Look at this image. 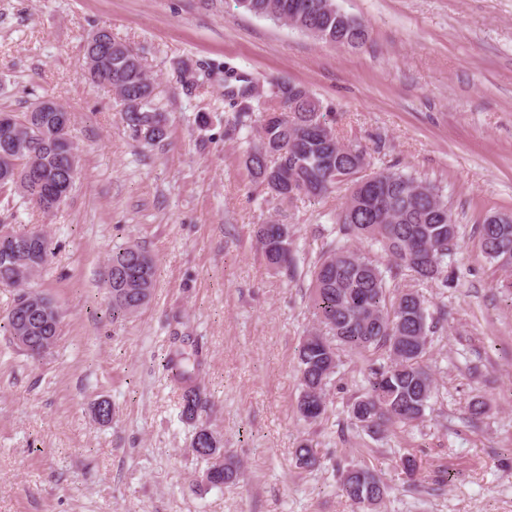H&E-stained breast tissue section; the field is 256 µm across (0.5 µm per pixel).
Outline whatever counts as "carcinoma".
Returning a JSON list of instances; mask_svg holds the SVG:
<instances>
[{
	"label": "carcinoma",
	"mask_w": 512,
	"mask_h": 512,
	"mask_svg": "<svg viewBox=\"0 0 512 512\" xmlns=\"http://www.w3.org/2000/svg\"><path fill=\"white\" fill-rule=\"evenodd\" d=\"M245 11L284 22L322 42L357 48L366 30L346 14L336 0H236ZM85 56L106 61L87 78L111 89L119 103L137 101V109L122 111L136 136L158 144L168 135L167 118L156 102L155 80L142 57L107 29L97 31L85 45ZM317 104L302 85L274 84L254 107L236 111L227 134L246 126L253 112L260 114L261 146L248 152L251 174L270 192L291 200L298 195L320 198L336 183H352L344 207L336 214V237L326 244L308 270L309 300L318 329L299 344L297 359L302 392L298 412L315 421L327 409L326 388L340 362V351L372 352L383 359L365 374L366 384L349 407L350 419L363 431L380 435L409 425L425 415L435 382L422 364L430 336L442 328L446 312L429 311L418 290L401 284L408 277L448 286V253L455 244L457 220L442 190L400 170L366 173L370 163L359 142L341 141L316 111ZM9 121L22 120L9 140L0 144V192L14 191L43 215H52L69 196L74 181L68 171L79 167L80 148L70 131L57 128L54 112L0 114ZM487 258L512 267V219L491 215L480 225ZM257 241L268 266L281 271L293 265L292 241L280 224H262ZM377 246L387 263L354 243ZM52 254L46 232L34 228L17 233L0 230V284L18 291L17 299L34 301L37 309L24 319L10 310L7 330L25 352L29 342L51 350L56 346L61 322L57 304L31 289V283ZM156 264L148 251L129 244L112 250L107 261L105 288L112 321L139 313L156 287ZM164 368L181 388L180 417L196 424L191 446L208 462L219 466L223 443L215 432L197 424L201 392L196 369L174 354L162 358ZM301 469H314L319 457L304 443L294 451ZM241 464L224 459L221 485L235 483ZM339 491L352 502L373 510L386 497L387 486L368 468L353 466L342 473Z\"/></svg>",
	"instance_id": "1"
}]
</instances>
